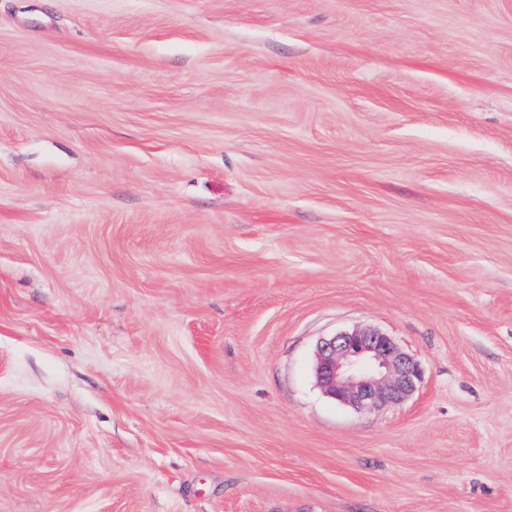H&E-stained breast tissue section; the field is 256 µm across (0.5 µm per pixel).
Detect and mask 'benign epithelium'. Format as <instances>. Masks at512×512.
Returning <instances> with one entry per match:
<instances>
[{
    "label": "benign epithelium",
    "mask_w": 512,
    "mask_h": 512,
    "mask_svg": "<svg viewBox=\"0 0 512 512\" xmlns=\"http://www.w3.org/2000/svg\"><path fill=\"white\" fill-rule=\"evenodd\" d=\"M314 376L325 396L363 411L407 399L421 383L422 371L391 337L360 328L317 342Z\"/></svg>",
    "instance_id": "7a95c632"
}]
</instances>
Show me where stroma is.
I'll return each mask as SVG.
<instances>
[{"mask_svg": "<svg viewBox=\"0 0 512 512\" xmlns=\"http://www.w3.org/2000/svg\"><path fill=\"white\" fill-rule=\"evenodd\" d=\"M0 512H512V0H0ZM313 369L325 396L358 411L404 401L422 380L419 364L374 328L321 338Z\"/></svg>", "mask_w": 512, "mask_h": 512, "instance_id": "35a3bbf8", "label": "stroma"}]
</instances>
